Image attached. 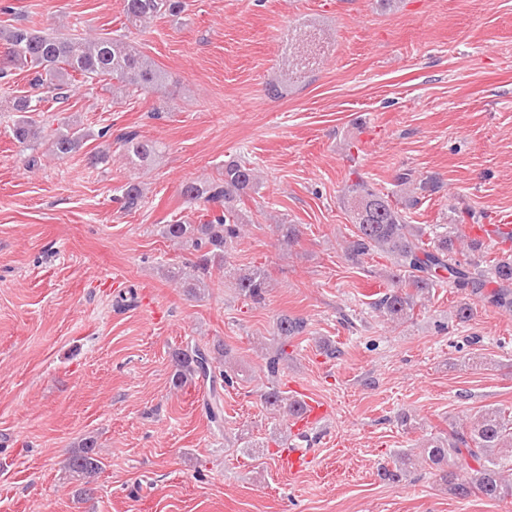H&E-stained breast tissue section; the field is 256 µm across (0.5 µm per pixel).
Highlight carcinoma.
<instances>
[{
    "label": "carcinoma",
    "instance_id": "carcinoma-1",
    "mask_svg": "<svg viewBox=\"0 0 512 512\" xmlns=\"http://www.w3.org/2000/svg\"><path fill=\"white\" fill-rule=\"evenodd\" d=\"M186 0H122V13L131 26L143 27L151 20L185 11ZM8 51L0 58V75L26 69L34 73L32 84L47 96H17L12 101L16 113L13 138L31 148L41 139V126L33 118L41 103L64 99V94L80 76L100 81L109 77L126 87L152 90L162 84V75L151 58L125 35L112 37H58L25 26L0 32ZM90 133L75 123L65 122L52 135L49 151L63 159L77 151ZM124 156L132 163H145L157 153L156 143L138 137L133 131L118 136ZM258 185L254 169L236 161L224 164L217 180L190 181L182 185L184 203L199 211L198 223L173 220L162 226L167 240L187 251L191 258L181 265L160 267L161 274L183 292L199 298L210 288L214 271L232 280L238 294L254 305L265 303L270 291L268 269L263 265L245 268L227 265L250 223L243 209V197ZM146 196L145 183L131 181L118 201L124 210L137 208ZM344 198L353 212L356 232L344 241L345 256L358 262L382 255L391 262L386 278L387 291L373 303V309L393 321L412 319L419 302L430 297L436 287L447 285L472 295H480L491 306L512 312V253L489 256L485 242L463 234L462 221L476 223L480 216L466 212L457 224H410L403 210L389 196L363 181L344 188ZM307 329L305 319L280 315L275 323L273 345L265 354L264 371L269 380L261 395L273 417L297 419L302 400L281 388L280 377L288 368L292 340ZM171 384L183 389L195 381H222L231 386L239 376L232 364L231 350L224 344L206 349L188 341L172 355ZM209 422L217 431L224 428V413L217 391L207 404ZM422 461L412 454L396 451L393 466L382 469L383 479L395 483L409 476L419 465L439 473L448 492L461 499L481 495L491 500L512 499V413L487 406L467 423L451 424L446 433L428 436L421 442ZM72 476L88 480L102 469L96 441L81 439L67 463Z\"/></svg>",
    "mask_w": 512,
    "mask_h": 512
}]
</instances>
